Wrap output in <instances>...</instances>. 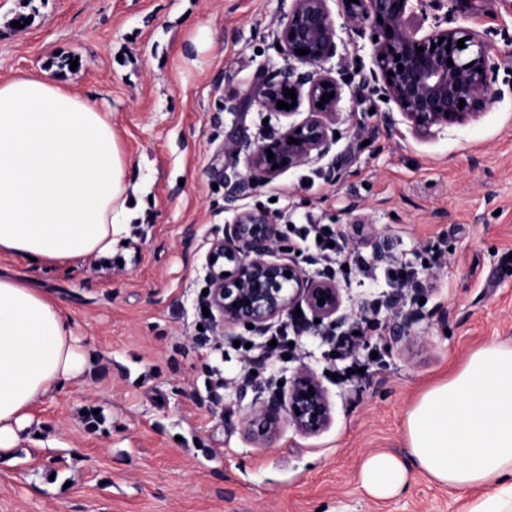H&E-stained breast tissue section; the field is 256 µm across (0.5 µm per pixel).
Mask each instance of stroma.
Returning a JSON list of instances; mask_svg holds the SVG:
<instances>
[{"label":"stroma","mask_w":512,"mask_h":512,"mask_svg":"<svg viewBox=\"0 0 512 512\" xmlns=\"http://www.w3.org/2000/svg\"><path fill=\"white\" fill-rule=\"evenodd\" d=\"M32 23L11 24L22 0H0V77L47 73L111 113L135 189L130 224L111 264L0 257L66 310L88 369L38 407L39 443L0 464V512H467L458 494L411 473L380 500L360 482L363 459L403 454L420 393L484 341L512 345V0H426V23L480 34L498 63L501 95L463 126L423 141L373 79L369 26L346 22L337 0V54L325 67L342 85L338 137L323 158L287 169L239 200L279 224H332L349 249L418 263L437 241L448 250L423 297L403 289L396 307L417 313V343L386 339L366 379L327 375L320 337H297V359L271 365L280 382L300 367L332 404L323 432L282 426L255 447L229 388L245 363L243 327L199 343L204 256L234 215L220 170L224 140L257 141L285 120L258 105L229 106L301 63L276 47L295 0H34ZM364 223H357V216Z\"/></svg>","instance_id":"35a3bbf8"}]
</instances>
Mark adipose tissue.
<instances>
[{"label": "adipose tissue", "instance_id": "obj_1", "mask_svg": "<svg viewBox=\"0 0 512 512\" xmlns=\"http://www.w3.org/2000/svg\"><path fill=\"white\" fill-rule=\"evenodd\" d=\"M124 157L111 113L47 75L0 79V254L76 263L110 254L125 224ZM69 319L21 278L0 276V452L30 439L34 411L85 371ZM405 455H369L377 499L411 472L482 490L470 512H512V347L491 340L424 391L407 415Z\"/></svg>", "mask_w": 512, "mask_h": 512}]
</instances>
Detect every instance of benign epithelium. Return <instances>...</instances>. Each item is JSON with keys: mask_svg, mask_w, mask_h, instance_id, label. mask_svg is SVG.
I'll use <instances>...</instances> for the list:
<instances>
[{"mask_svg": "<svg viewBox=\"0 0 512 512\" xmlns=\"http://www.w3.org/2000/svg\"><path fill=\"white\" fill-rule=\"evenodd\" d=\"M340 2L348 22H367L377 36L372 41L376 67L372 76L382 78L381 94L394 102L401 116L397 120L393 113H385L387 127L393 128L401 121L415 138L426 139L435 127L466 124L501 94L491 79L497 63L480 35L443 28L438 22L426 34H420L415 3L423 0ZM460 39L464 40L462 48L457 46ZM277 40L288 57L309 66V70L268 82L257 97L248 92L231 109L254 100L263 110L288 118L306 101L310 112L304 121L289 123L248 147L242 166L239 155L244 140L238 134L224 140L223 180L229 201L270 182L287 167L300 166L314 155H326L336 139L334 125L342 87L323 68V63L337 52L335 21L328 0H295L294 8L279 25ZM298 49H306L308 54L299 55ZM400 64L404 66L401 71ZM478 67L482 71H476ZM291 89L296 93L294 100L285 95ZM330 93L333 98L321 101ZM461 99L465 101L462 107ZM280 101L293 108H278ZM203 269L211 327L216 333L251 324L252 334L264 336L276 322L303 305L315 319L331 323L347 319L341 288L334 281L310 275L281 243L280 225L272 223L262 211H236L233 222L224 225V237L211 243ZM287 271L291 276L285 275ZM320 299L324 300L321 305ZM285 420L302 435H316L331 423L328 393L308 368L295 372L288 389L270 388L265 396H255L240 424L256 447L267 448Z\"/></svg>", "mask_w": 512, "mask_h": 512, "instance_id": "benign-epithelium-1", "label": "benign epithelium"}]
</instances>
